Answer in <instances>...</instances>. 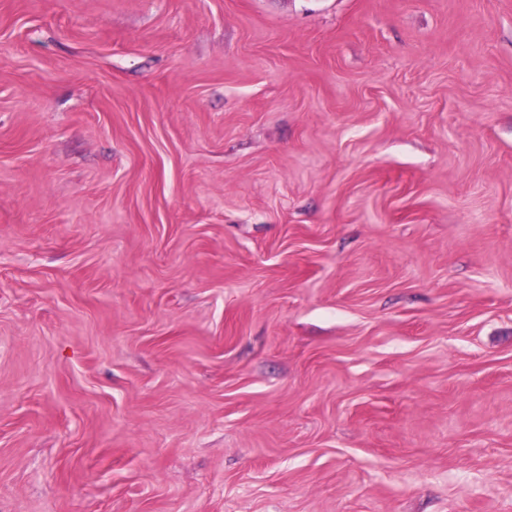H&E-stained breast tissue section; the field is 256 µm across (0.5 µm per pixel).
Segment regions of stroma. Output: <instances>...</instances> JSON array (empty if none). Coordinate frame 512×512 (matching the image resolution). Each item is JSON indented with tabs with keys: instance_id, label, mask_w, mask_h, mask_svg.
Returning <instances> with one entry per match:
<instances>
[{
	"instance_id": "1",
	"label": "stroma",
	"mask_w": 512,
	"mask_h": 512,
	"mask_svg": "<svg viewBox=\"0 0 512 512\" xmlns=\"http://www.w3.org/2000/svg\"><path fill=\"white\" fill-rule=\"evenodd\" d=\"M0 512H512V0H0Z\"/></svg>"
}]
</instances>
